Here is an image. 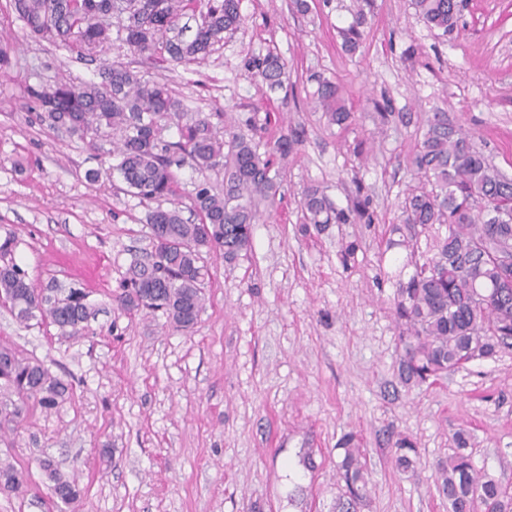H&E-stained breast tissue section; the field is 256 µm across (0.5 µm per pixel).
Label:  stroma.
<instances>
[{"instance_id": "1", "label": "stroma", "mask_w": 512, "mask_h": 512, "mask_svg": "<svg viewBox=\"0 0 512 512\" xmlns=\"http://www.w3.org/2000/svg\"><path fill=\"white\" fill-rule=\"evenodd\" d=\"M307 3L303 15L294 0H242V26L199 64L132 60L186 110L223 113L235 132L249 134L252 120L304 130L250 251L230 265L205 256L206 304L186 334L162 314L112 303L150 229L147 204L117 191L119 175L87 176L111 143L30 124L20 107L25 83L88 82L94 66L27 40L0 0V41L21 44L0 71V238L15 233L14 257L35 286L82 289L97 311L87 331L64 336L47 322L20 325L0 307V343L72 385L56 409L30 408L0 440V461L27 477L25 493L0 494V512H343L337 466L348 434L367 478L354 512H448L438 468L459 431L475 468L512 494V348L437 383L404 384L391 307L406 251L386 246L414 184L408 160L424 113H447L512 179V0H466L447 33L429 29L411 0H373L353 53L339 30L356 0ZM267 52L288 65L283 88L244 68ZM314 75L342 86L351 126L314 110ZM310 184L342 207L368 195L373 223L303 234ZM353 240L359 249L346 266L340 249ZM401 436L416 445L407 468L397 462ZM305 453L313 468L301 464ZM47 457L77 476L79 504L51 496Z\"/></svg>"}]
</instances>
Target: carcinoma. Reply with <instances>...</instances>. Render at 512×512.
Listing matches in <instances>:
<instances>
[{"mask_svg": "<svg viewBox=\"0 0 512 512\" xmlns=\"http://www.w3.org/2000/svg\"><path fill=\"white\" fill-rule=\"evenodd\" d=\"M361 0L352 22L341 28L342 46L359 48L368 16ZM416 14L431 28L448 32L456 26L463 0H412ZM6 8L24 23L26 38L46 42L96 64L98 80L81 86L60 78L52 84L27 83L23 88L29 120L49 129L63 128L81 141L112 138L116 171L124 191L157 206L146 215L153 229L149 248L130 264L122 292L115 295L125 311L160 312L176 329L188 331L204 309L207 266L205 251H219L231 264L252 246V227L263 211L274 205L281 189V170L300 143L301 131L280 128L262 145L239 133L228 136L213 118L222 112L188 114L165 84L141 80L130 65L109 60L111 51L135 56H159L174 64L205 59L224 35L243 23L240 0H8ZM122 19L112 29V19ZM252 79L278 88L288 80V68L277 54L253 55L245 61ZM311 99L331 125L346 128L353 113L342 88L317 80ZM175 126V142L161 139L160 131ZM190 161L198 171H224V191L209 182L195 185L189 209L198 217L190 223L175 205L159 201L174 193L175 169ZM418 186L401 203L402 223L428 230L448 227L431 252L418 250L417 239L401 244L407 250L402 268L413 267L399 279L393 315L404 344L399 362L401 378L424 384L437 381L462 365L492 357L512 347V214H499L512 205V179L497 172L474 144L469 131L448 123V113L435 112L410 158ZM100 171L91 173L98 178ZM302 231L326 224H371L369 199L359 198L343 208L318 185L303 190ZM15 236L0 241V305L26 324L39 318L73 335L95 316L79 289H38L16 262ZM69 394L68 384L44 363L24 356L10 345H0V432L18 429L30 406L52 410ZM345 439L340 464L350 502L366 491L359 449ZM461 451L439 468V492L449 512H480L482 504L499 500L502 512H512V497L499 485L479 475ZM51 482V495L74 504L80 497L76 480L62 476L51 461L41 460ZM3 492L20 493L25 484L11 464L0 463Z\"/></svg>", "mask_w": 512, "mask_h": 512, "instance_id": "carcinoma-1", "label": "carcinoma"}]
</instances>
